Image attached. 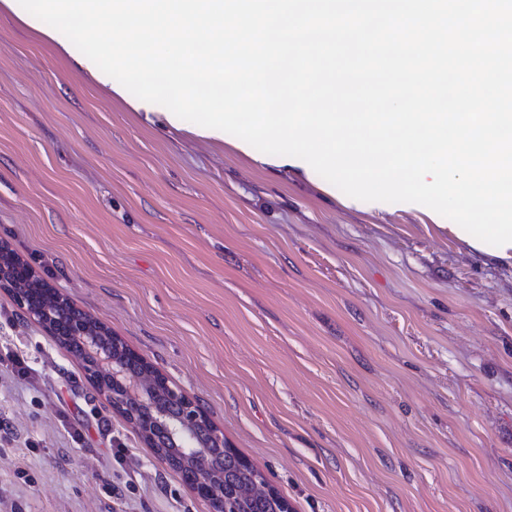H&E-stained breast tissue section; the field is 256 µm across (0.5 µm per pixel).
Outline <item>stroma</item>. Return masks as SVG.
<instances>
[{
    "label": "stroma",
    "mask_w": 512,
    "mask_h": 512,
    "mask_svg": "<svg viewBox=\"0 0 512 512\" xmlns=\"http://www.w3.org/2000/svg\"><path fill=\"white\" fill-rule=\"evenodd\" d=\"M22 12L0 5V242L293 512H512V264L135 110ZM0 512H210L4 288Z\"/></svg>",
    "instance_id": "stroma-1"
}]
</instances>
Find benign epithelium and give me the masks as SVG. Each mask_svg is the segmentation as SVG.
<instances>
[{
    "instance_id": "obj_1",
    "label": "benign epithelium",
    "mask_w": 512,
    "mask_h": 512,
    "mask_svg": "<svg viewBox=\"0 0 512 512\" xmlns=\"http://www.w3.org/2000/svg\"><path fill=\"white\" fill-rule=\"evenodd\" d=\"M36 274L24 264L4 243H0V288L14 294L18 306L36 321L48 326L50 334L63 336L96 326L95 333L104 337L103 346L95 352L83 353L78 359L90 367L89 376L99 391L106 396L112 407L126 410L124 417L140 433L149 437L150 448H178L176 462H167L172 467L179 464L195 471L191 481L194 494L217 508L212 512H224V464L210 460L209 449L224 451V431L210 419L198 401L186 393L171 389L173 407L155 409L149 406L151 396L159 391L158 373L152 369L128 371L120 365L116 355L121 353L112 330L102 321L87 314H75L69 321L56 322L54 311L63 296L52 290L36 309L27 305V297Z\"/></svg>"
}]
</instances>
